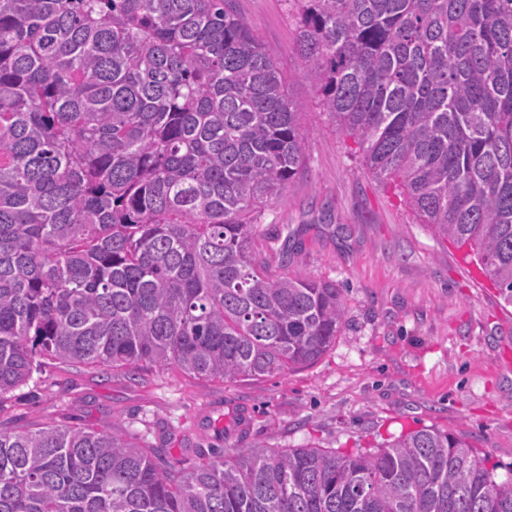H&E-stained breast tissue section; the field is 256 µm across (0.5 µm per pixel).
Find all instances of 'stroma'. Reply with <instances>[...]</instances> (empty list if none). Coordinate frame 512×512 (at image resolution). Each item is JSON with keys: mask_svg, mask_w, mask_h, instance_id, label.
Here are the masks:
<instances>
[{"mask_svg": "<svg viewBox=\"0 0 512 512\" xmlns=\"http://www.w3.org/2000/svg\"><path fill=\"white\" fill-rule=\"evenodd\" d=\"M237 8L274 51L306 132L305 166L266 209L259 243L275 262L296 236L293 268L345 292L342 332L313 366L245 383L46 358L0 401V423L116 431L191 462L201 450L254 442L374 451L401 431L435 427L465 437L497 480L512 479V306L477 283L329 125L317 87L299 77L286 0Z\"/></svg>", "mask_w": 512, "mask_h": 512, "instance_id": "35a3bbf8", "label": "stroma"}]
</instances>
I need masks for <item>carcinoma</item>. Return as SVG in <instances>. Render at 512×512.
Wrapping results in <instances>:
<instances>
[{"instance_id":"cac0c4a2","label":"carcinoma","mask_w":512,"mask_h":512,"mask_svg":"<svg viewBox=\"0 0 512 512\" xmlns=\"http://www.w3.org/2000/svg\"><path fill=\"white\" fill-rule=\"evenodd\" d=\"M363 165L512 305V0H289ZM236 0H0V399L38 359L222 382L313 365L348 314L256 224L305 164ZM0 512H512L465 438L245 448L0 426Z\"/></svg>"}]
</instances>
